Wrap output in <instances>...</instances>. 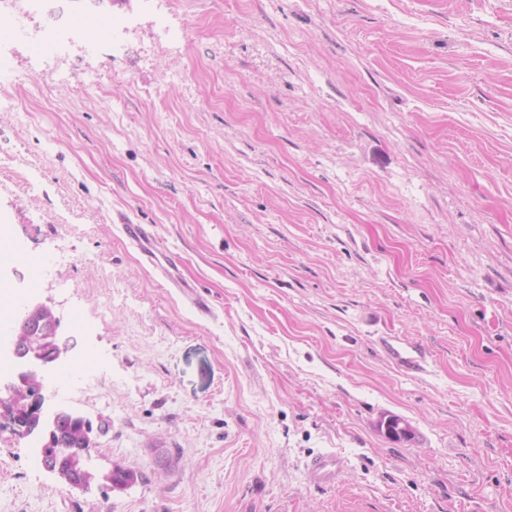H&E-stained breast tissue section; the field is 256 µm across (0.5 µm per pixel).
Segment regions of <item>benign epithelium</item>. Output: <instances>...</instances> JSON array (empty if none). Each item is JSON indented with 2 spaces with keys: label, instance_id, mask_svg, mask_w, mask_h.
I'll use <instances>...</instances> for the list:
<instances>
[{
  "label": "benign epithelium",
  "instance_id": "1",
  "mask_svg": "<svg viewBox=\"0 0 512 512\" xmlns=\"http://www.w3.org/2000/svg\"><path fill=\"white\" fill-rule=\"evenodd\" d=\"M57 329L58 320L46 304L27 303L21 308L13 327L15 339L5 348L17 371L4 385L7 398L0 399L1 429H12L13 420L24 413L33 418L47 417L43 410L45 381L64 361ZM77 443L79 446L72 448L71 467L63 468L57 463L56 452L64 443L61 437L48 435L41 448L45 469L69 486L78 474L82 477L83 487L90 488L99 478L98 472L89 465L96 442L88 430L83 429L77 434Z\"/></svg>",
  "mask_w": 512,
  "mask_h": 512
}]
</instances>
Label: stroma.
Returning <instances> with one entry per match:
<instances>
[{"mask_svg": "<svg viewBox=\"0 0 512 512\" xmlns=\"http://www.w3.org/2000/svg\"><path fill=\"white\" fill-rule=\"evenodd\" d=\"M111 9L115 59L0 67L23 105L0 110V225L44 258L38 288L0 281L98 357L46 409L142 478L68 487L5 432L0 512H512V0ZM325 452L333 486L308 475ZM121 232L138 249L147 265L159 269L165 278L172 281L170 271L175 270L176 258L158 250L155 235L147 225L124 224L121 225ZM392 341L396 342V344ZM384 345L390 356L397 362L402 363L411 370H418L421 368V362L424 355L421 348L418 346L409 344L404 346L400 341L393 339L385 340ZM308 471L314 483L333 486L340 477L341 464L336 453L328 452L312 459Z\"/></svg>", "mask_w": 512, "mask_h": 512, "instance_id": "stroma-1", "label": "stroma"}]
</instances>
